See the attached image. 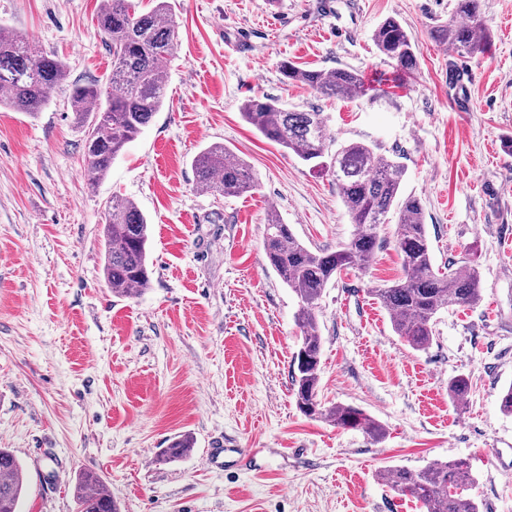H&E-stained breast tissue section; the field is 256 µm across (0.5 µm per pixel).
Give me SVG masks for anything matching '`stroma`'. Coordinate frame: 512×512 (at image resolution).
I'll use <instances>...</instances> for the list:
<instances>
[{
	"label": "stroma",
	"instance_id": "35a3bbf8",
	"mask_svg": "<svg viewBox=\"0 0 512 512\" xmlns=\"http://www.w3.org/2000/svg\"><path fill=\"white\" fill-rule=\"evenodd\" d=\"M99 3L0 0V25L68 64L36 116L0 108V448L25 469L21 512H76L84 471L121 512H421L384 470L458 458L471 465L480 512H512V416L499 408L512 385V0H480L490 46L463 58L430 36L455 0H170L178 39L164 105L92 187L69 96L110 84ZM389 18L417 46L414 74L374 45ZM284 60L356 69L370 91L320 98L284 83ZM262 94L323 113L336 144L400 162L434 265L477 258L481 302L440 312L422 351L371 294L402 274L395 224L366 269L326 288L319 399L362 409L383 441L296 406L298 300L266 258L267 213L315 249L338 248L356 227L331 172L243 119L242 103ZM213 144L247 162L253 191L196 188L193 158ZM115 195L150 224L151 283L132 296L103 280ZM458 375L470 383L461 404L448 397ZM178 436L193 450L166 459ZM217 440L253 453L254 470H207L201 455Z\"/></svg>",
	"mask_w": 512,
	"mask_h": 512
}]
</instances>
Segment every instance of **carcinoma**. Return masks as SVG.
Listing matches in <instances>:
<instances>
[{
  "label": "carcinoma",
  "mask_w": 512,
  "mask_h": 512,
  "mask_svg": "<svg viewBox=\"0 0 512 512\" xmlns=\"http://www.w3.org/2000/svg\"><path fill=\"white\" fill-rule=\"evenodd\" d=\"M98 27L112 55L111 86L95 84L72 89L69 103L85 127L83 177L91 185L104 178L123 147L151 124L165 101L161 62L177 45V24L168 0H154L147 12L134 0H102ZM433 38L459 55L483 53L489 31L481 21L479 0H456L454 15L436 25ZM373 42L384 61L398 71L413 74L417 48L394 19L374 31ZM285 82L304 85L326 99L362 98L369 87L362 73L340 67L332 72L304 69L284 60ZM67 77V65L55 56L38 52L23 36L0 27V104L34 115L50 100ZM242 117L266 139L291 151L305 162L328 168L336 178L343 204L357 232L334 251L312 250L270 209L264 250L270 265L296 295V321L302 342L294 356L292 376L298 409L306 416H327L344 428L362 430L375 441L385 438L384 428L362 410L350 406L324 408L318 400L322 336L316 317L325 289L348 268L369 265L382 240L379 228L396 214L395 244L403 257V276L372 289L388 311L394 332L415 350L433 340V322L443 309L473 307L481 300L480 275L472 262L462 269L449 263L434 267L424 223V209L414 196L401 197L404 167L372 147L352 142L328 152L326 120L321 112L295 111L266 96L249 98ZM196 187L211 194L236 196L252 190L255 178L248 164L222 145L202 149L193 159ZM105 262L103 277L112 293L132 295L147 289L151 269L146 217L130 199L112 196L103 225ZM468 383L458 375L448 381V397L462 401ZM193 448L178 438L164 454L180 458ZM391 488L420 502L424 512H480L467 494L475 483L463 459L438 462L417 472L393 467L384 472ZM25 473L12 452L0 448V512H18ZM77 512H118L101 478L84 473L75 488Z\"/></svg>",
  "instance_id": "carcinoma-1"
}]
</instances>
